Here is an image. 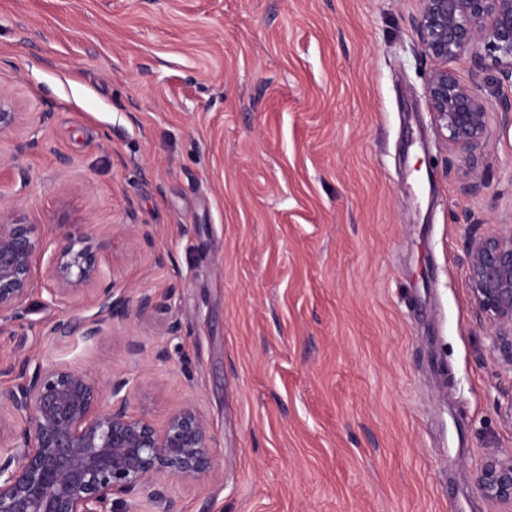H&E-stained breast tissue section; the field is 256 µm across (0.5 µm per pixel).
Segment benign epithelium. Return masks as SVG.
<instances>
[{
	"label": "benign epithelium",
	"mask_w": 512,
	"mask_h": 512,
	"mask_svg": "<svg viewBox=\"0 0 512 512\" xmlns=\"http://www.w3.org/2000/svg\"><path fill=\"white\" fill-rule=\"evenodd\" d=\"M417 26L423 53L434 63L426 94L429 108L462 161L487 130L478 82L461 83L445 66L479 44L496 53L502 78L512 82V0H418ZM22 113L0 96V136ZM45 236L15 210L0 209V337L25 327L27 301L37 285L58 306L86 300L82 317L58 316L43 327L47 336L93 341L125 313L124 293L108 281L87 245L91 225ZM45 267L43 281L37 272ZM471 302L485 315L495 348L512 367V225L469 243ZM139 308L170 312L151 293ZM17 380L0 391V512H137L147 500L156 512H174L169 482L192 483L219 466L216 439L207 418L191 403L178 405L161 427L130 411L126 379L104 387L86 370L43 366L30 356L0 357V376ZM485 497L512 512V450L487 459L473 475Z\"/></svg>",
	"instance_id": "1"
}]
</instances>
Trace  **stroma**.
Returning a JSON list of instances; mask_svg holds the SVG:
<instances>
[{
	"instance_id": "stroma-1",
	"label": "stroma",
	"mask_w": 512,
	"mask_h": 512,
	"mask_svg": "<svg viewBox=\"0 0 512 512\" xmlns=\"http://www.w3.org/2000/svg\"><path fill=\"white\" fill-rule=\"evenodd\" d=\"M417 15L0 0V95L24 114L0 136V206L44 233L93 224L129 300L97 341L59 340L35 290L0 355L127 378L159 424L195 404L220 465L170 484L176 512H500L472 474L512 448V367L470 301L468 239L512 221V84L487 46L449 60L484 84L487 133L461 162L427 105ZM146 291L171 313L140 310Z\"/></svg>"
}]
</instances>
